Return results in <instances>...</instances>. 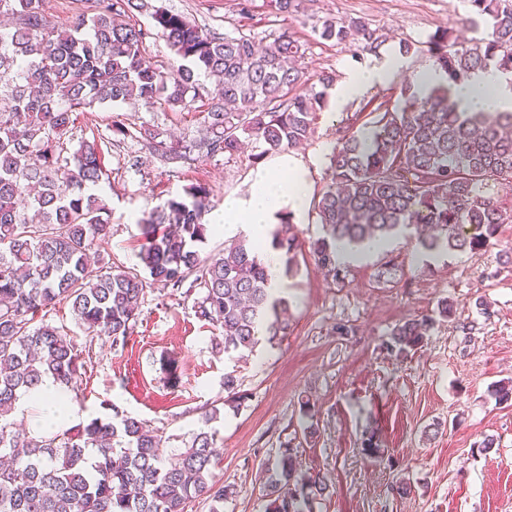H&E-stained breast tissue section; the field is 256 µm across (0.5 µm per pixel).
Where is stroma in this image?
I'll list each match as a JSON object with an SVG mask.
<instances>
[{
	"label": "stroma",
	"instance_id": "stroma-1",
	"mask_svg": "<svg viewBox=\"0 0 512 512\" xmlns=\"http://www.w3.org/2000/svg\"><path fill=\"white\" fill-rule=\"evenodd\" d=\"M163 4L220 34L241 30L269 43L283 30L295 32L310 46L306 66L312 79L323 71L341 78L398 57L394 78L341 107L327 105L314 136L298 148V155L316 159V195L329 183L328 156L338 127L363 129L370 106L397 100L401 82L430 62L423 49L401 53L400 41H424L448 27L469 32L465 0H303L298 16L288 19L271 13L264 0H253L246 18L238 0ZM328 18L361 19L383 43L372 53L352 41L323 40L319 31ZM202 121L195 111L133 104L79 116L75 137H97L107 151L104 193L112 236L98 270L139 267L140 222L169 197L201 185L211 209L220 211L225 195L245 192L255 147L232 158L202 157L172 173L133 142L112 139L116 123L156 125L179 140L197 136ZM509 246L512 224L502 225L478 253L428 254L415 240L400 237L349 267L340 282L307 259L281 290L292 315L287 336L239 361L215 349L212 338L220 329L197 318L196 294L156 284L147 287L133 331L118 350L108 338L86 333L68 303H57L37 320L60 328L81 354L80 387L66 393L81 422L127 414L162 432L173 448L193 433H215L214 473L237 491L224 512H265V464L286 446L296 448L302 471L326 475L332 486V496L313 504L312 512H512V404L496 403L490 394L494 384L512 379V264L498 263ZM480 297L490 304L491 318L478 315ZM444 299L454 305L455 319L437 322L423 347L407 358L390 356L385 344L393 326L431 313ZM471 320L476 331L463 335L460 323ZM340 324L349 326V334L337 332ZM169 355L183 370L176 387L163 367ZM230 371L248 395L236 411L224 404V375ZM306 398L315 405V418L300 411ZM215 405L219 418L205 422V410ZM313 421L318 431L309 438L304 430ZM371 435L384 448V461L365 455L362 442ZM488 435L498 445L484 454L478 446ZM402 480L411 486L404 496L394 491Z\"/></svg>",
	"mask_w": 512,
	"mask_h": 512
}]
</instances>
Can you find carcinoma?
I'll list each match as a JSON object with an SVG mask.
<instances>
[{"label":"carcinoma","instance_id":"obj_1","mask_svg":"<svg viewBox=\"0 0 512 512\" xmlns=\"http://www.w3.org/2000/svg\"><path fill=\"white\" fill-rule=\"evenodd\" d=\"M270 12L291 17L301 0H265ZM465 38L448 28L426 41L445 84L422 93L404 82L396 104H380L365 133L343 131L329 156L330 184L311 201L322 235L311 252L327 275L345 278L336 262L339 243L386 241L411 230L422 249L480 251L502 224L512 223V202L491 192L512 183V111L467 112L449 102L452 88L479 71L512 79V0H466ZM45 0H0V512H185L201 499L224 512L236 494L215 479L216 439L200 431L170 462L166 439L145 422L99 418L65 430L33 434L8 416L21 395L51 376L75 389L82 363L75 344L36 315L70 303L77 322L116 348L126 343L148 284L199 290L195 314L221 326L212 341L224 354L244 357L288 333L289 303L274 297L260 246L243 238L220 255L202 254L207 240V193L200 187L167 199L141 221L143 271L113 266L89 269L88 253L111 237L106 200L109 180L97 139L67 152L77 116L95 105L133 103L146 109H187L200 98L196 72L213 80L206 92L202 133L171 140L155 126L134 131L112 126L115 137L141 145L176 170L200 157L241 152L249 140L259 162L306 143L314 134L326 90L336 75L308 86V43L288 31L263 45L242 31L219 36L158 0H85L66 28L47 15ZM147 13L154 30L132 21ZM189 62L161 70L146 60L153 32ZM320 37L356 40L374 52L379 36L360 19H326ZM287 277L299 272L304 242L292 219L271 233ZM455 315L444 299L432 315L396 324L387 351L405 358L424 342L438 319ZM226 402L240 407L248 395L224 374ZM268 512H311L330 495L320 476L299 468L292 448L266 469Z\"/></svg>","mask_w":512,"mask_h":512}]
</instances>
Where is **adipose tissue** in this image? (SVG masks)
<instances>
[{"mask_svg":"<svg viewBox=\"0 0 512 512\" xmlns=\"http://www.w3.org/2000/svg\"><path fill=\"white\" fill-rule=\"evenodd\" d=\"M398 66V59L393 58L349 73L335 90L336 104H344L388 82ZM452 95L459 104L477 112L512 110V83L494 71L475 75L453 88ZM248 182L245 194L226 196L223 211L209 215L210 223L221 226L225 235H243L264 243L282 216L291 215L296 224L305 222L311 184L309 166L303 159L291 153L282 154L272 163L251 170ZM23 403L39 409V420L46 428L76 417L75 410L61 400L55 382L49 378L43 382L39 395L24 398Z\"/></svg>","mask_w":512,"mask_h":512,"instance_id":"adipose-tissue-1","label":"adipose tissue"}]
</instances>
